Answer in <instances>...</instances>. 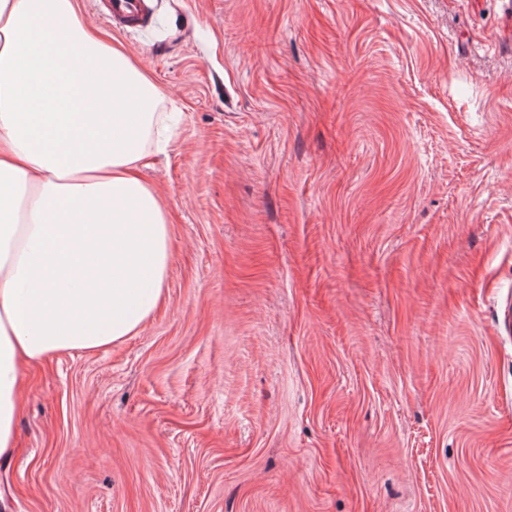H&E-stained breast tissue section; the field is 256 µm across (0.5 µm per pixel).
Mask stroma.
Here are the masks:
<instances>
[{"instance_id": "1", "label": "stroma", "mask_w": 512, "mask_h": 512, "mask_svg": "<svg viewBox=\"0 0 512 512\" xmlns=\"http://www.w3.org/2000/svg\"><path fill=\"white\" fill-rule=\"evenodd\" d=\"M163 304L25 368L0 512H512V0H150Z\"/></svg>"}]
</instances>
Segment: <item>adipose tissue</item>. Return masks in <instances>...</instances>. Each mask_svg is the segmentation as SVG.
Returning a JSON list of instances; mask_svg holds the SVG:
<instances>
[{"label":"adipose tissue","mask_w":512,"mask_h":512,"mask_svg":"<svg viewBox=\"0 0 512 512\" xmlns=\"http://www.w3.org/2000/svg\"><path fill=\"white\" fill-rule=\"evenodd\" d=\"M162 101L76 0H0V459L24 365L136 335L164 298L170 227L137 174Z\"/></svg>","instance_id":"obj_1"}]
</instances>
